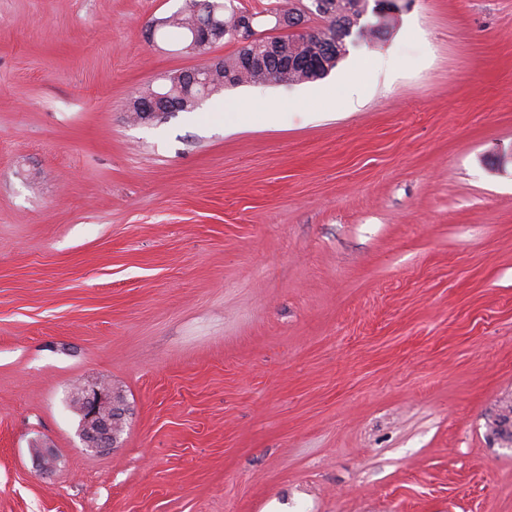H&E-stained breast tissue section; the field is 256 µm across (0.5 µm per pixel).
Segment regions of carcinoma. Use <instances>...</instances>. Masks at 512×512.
I'll use <instances>...</instances> for the list:
<instances>
[{
    "label": "carcinoma",
    "instance_id": "obj_1",
    "mask_svg": "<svg viewBox=\"0 0 512 512\" xmlns=\"http://www.w3.org/2000/svg\"><path fill=\"white\" fill-rule=\"evenodd\" d=\"M335 17L328 18L326 13L316 11V14L327 18L328 26L319 33L292 34L279 37V51L267 57L263 64L248 66L244 62L245 49L239 48L232 55L224 58V67L217 72V81L223 87H233L242 84H261L267 81H283L285 84L311 82L324 78L328 71L335 68L336 62L346 53V45L339 44L335 49V57L331 58L328 67L317 70L311 67H294L287 69L288 59L302 56L316 59L323 55L322 41L340 35L349 37L355 33L358 37H374L382 32L384 26L376 24L368 26L360 23L367 12L368 0H324Z\"/></svg>",
    "mask_w": 512,
    "mask_h": 512
}]
</instances>
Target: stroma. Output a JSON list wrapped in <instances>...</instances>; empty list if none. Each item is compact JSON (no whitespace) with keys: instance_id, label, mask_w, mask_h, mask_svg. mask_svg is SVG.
I'll use <instances>...</instances> for the list:
<instances>
[{"instance_id":"stroma-1","label":"stroma","mask_w":512,"mask_h":512,"mask_svg":"<svg viewBox=\"0 0 512 512\" xmlns=\"http://www.w3.org/2000/svg\"><path fill=\"white\" fill-rule=\"evenodd\" d=\"M183 3L0 0V512H512V0H399L323 79L134 120L205 61L150 32ZM112 388L100 384L82 386L77 398L81 404V437L88 448L106 451L118 447L121 421L128 409ZM111 404L112 414L103 415L101 408Z\"/></svg>"}]
</instances>
